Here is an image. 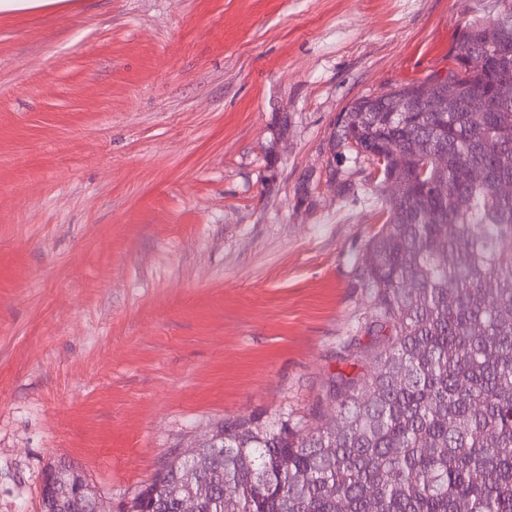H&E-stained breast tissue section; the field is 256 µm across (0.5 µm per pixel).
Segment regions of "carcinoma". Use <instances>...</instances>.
Segmentation results:
<instances>
[{
  "label": "carcinoma",
  "mask_w": 512,
  "mask_h": 512,
  "mask_svg": "<svg viewBox=\"0 0 512 512\" xmlns=\"http://www.w3.org/2000/svg\"><path fill=\"white\" fill-rule=\"evenodd\" d=\"M512 0L461 23L444 75L361 97L334 147L368 164L382 226L357 266L370 295L374 372L332 377L300 417L226 418L190 448L191 484L156 473L128 512H512ZM454 99L421 93L442 83ZM501 98L488 112L483 99ZM43 512H95L68 465Z\"/></svg>",
  "instance_id": "carcinoma-1"
}]
</instances>
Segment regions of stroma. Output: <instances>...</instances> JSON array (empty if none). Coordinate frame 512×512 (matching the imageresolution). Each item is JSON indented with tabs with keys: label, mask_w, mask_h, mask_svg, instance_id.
Masks as SVG:
<instances>
[{
	"label": "stroma",
	"mask_w": 512,
	"mask_h": 512,
	"mask_svg": "<svg viewBox=\"0 0 512 512\" xmlns=\"http://www.w3.org/2000/svg\"><path fill=\"white\" fill-rule=\"evenodd\" d=\"M477 0H66L0 13V512H100L371 346L380 227L338 112L448 67ZM351 183L339 196L331 178ZM53 486L59 495L64 489L72 488L70 497L53 498L44 501L43 512H95L93 494L81 476L69 465H57L49 471ZM45 474L41 483V498L45 499L52 489V477Z\"/></svg>",
	"instance_id": "1"
}]
</instances>
